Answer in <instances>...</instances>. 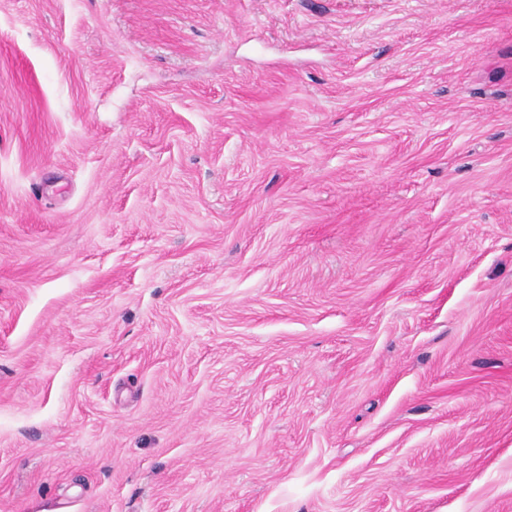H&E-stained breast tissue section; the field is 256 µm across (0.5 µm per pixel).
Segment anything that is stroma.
I'll list each match as a JSON object with an SVG mask.
<instances>
[{"instance_id": "obj_1", "label": "stroma", "mask_w": 512, "mask_h": 512, "mask_svg": "<svg viewBox=\"0 0 512 512\" xmlns=\"http://www.w3.org/2000/svg\"><path fill=\"white\" fill-rule=\"evenodd\" d=\"M0 512H512V0H0Z\"/></svg>"}]
</instances>
